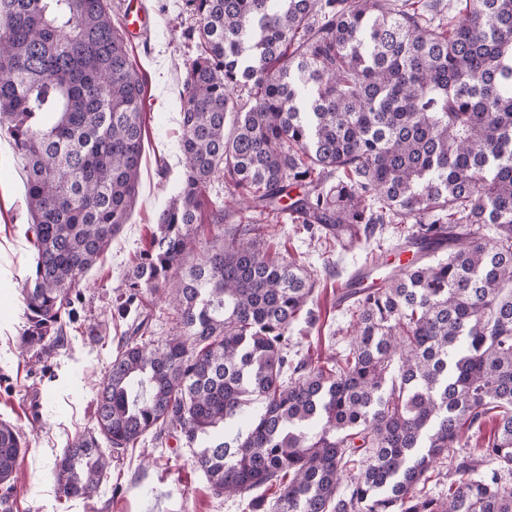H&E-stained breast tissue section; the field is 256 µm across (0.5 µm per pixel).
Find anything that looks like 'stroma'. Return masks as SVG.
I'll list each match as a JSON object with an SVG mask.
<instances>
[{"label": "stroma", "instance_id": "stroma-1", "mask_svg": "<svg viewBox=\"0 0 512 512\" xmlns=\"http://www.w3.org/2000/svg\"><path fill=\"white\" fill-rule=\"evenodd\" d=\"M145 5L147 26L125 39L131 63L146 81L144 148L132 214L79 283L75 315L65 326L63 342L46 339L41 350L23 341V287L35 256L24 161L10 138L0 135V420L16 425L26 440L17 491L0 501V512H252L248 499L216 497L193 466L190 449L173 435L160 440L145 436L113 459L93 499L65 498L55 479V462L69 442L95 425L98 383L129 326L116 311L117 291L136 256L149 247L157 215L184 172L179 100L193 50L182 33L195 19L182 0H145ZM228 198L223 179L213 178L199 211L198 249H206L220 234L211 211ZM263 226L281 256L302 262L317 278L316 321L294 331L295 351L316 362L343 354L350 341V313L336 304L338 288L372 254L392 258L398 231L387 229L344 251L326 246L321 235L298 224L268 219Z\"/></svg>", "mask_w": 512, "mask_h": 512}]
</instances>
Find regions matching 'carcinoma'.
I'll use <instances>...</instances> for the list:
<instances>
[{"instance_id":"obj_1","label":"carcinoma","mask_w":512,"mask_h":512,"mask_svg":"<svg viewBox=\"0 0 512 512\" xmlns=\"http://www.w3.org/2000/svg\"><path fill=\"white\" fill-rule=\"evenodd\" d=\"M441 4L184 0L197 19L182 33L185 173L119 294L135 317L96 428L56 461L65 497L92 498L113 454L167 431L198 447L216 495L258 512H512V0H455L450 25ZM143 93L105 0H0V132L25 159L35 235L32 348L64 339L75 288L129 221ZM221 173L232 205L213 220L238 224L186 267ZM257 214L356 242L406 224L400 245L420 250L353 293L348 349L315 364L291 345L315 321L317 280L272 251ZM161 290L184 333L159 342L143 309ZM255 402L244 437L212 435ZM490 417L480 456L448 469V495L424 493ZM23 447L1 420L8 492Z\"/></svg>"}]
</instances>
